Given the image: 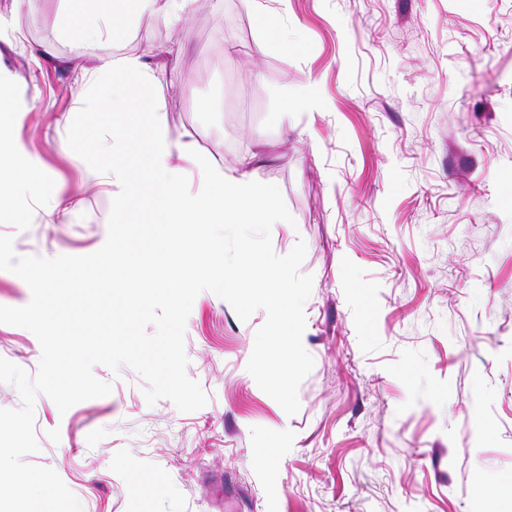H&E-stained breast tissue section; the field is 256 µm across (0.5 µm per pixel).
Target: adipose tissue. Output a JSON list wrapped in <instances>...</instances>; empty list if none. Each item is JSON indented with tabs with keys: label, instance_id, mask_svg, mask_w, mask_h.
Returning <instances> with one entry per match:
<instances>
[{
	"label": "adipose tissue",
	"instance_id": "ef3b65f1",
	"mask_svg": "<svg viewBox=\"0 0 512 512\" xmlns=\"http://www.w3.org/2000/svg\"><path fill=\"white\" fill-rule=\"evenodd\" d=\"M66 29L70 36L94 44L101 35L121 36L134 17L178 13L188 0H67Z\"/></svg>",
	"mask_w": 512,
	"mask_h": 512
}]
</instances>
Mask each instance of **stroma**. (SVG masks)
I'll use <instances>...</instances> for the list:
<instances>
[{
    "label": "stroma",
    "instance_id": "stroma-1",
    "mask_svg": "<svg viewBox=\"0 0 512 512\" xmlns=\"http://www.w3.org/2000/svg\"><path fill=\"white\" fill-rule=\"evenodd\" d=\"M65 10L0 0L23 174L0 235L20 257L104 244L118 188L66 135L98 58L143 56L172 141L280 189L294 222L271 240L306 243L314 367L287 415L247 370L265 312L205 291L184 342L203 408L97 365L108 396L62 413L37 394L24 462L83 512H512V0H192L91 48ZM40 357L0 324V358Z\"/></svg>",
    "mask_w": 512,
    "mask_h": 512
}]
</instances>
